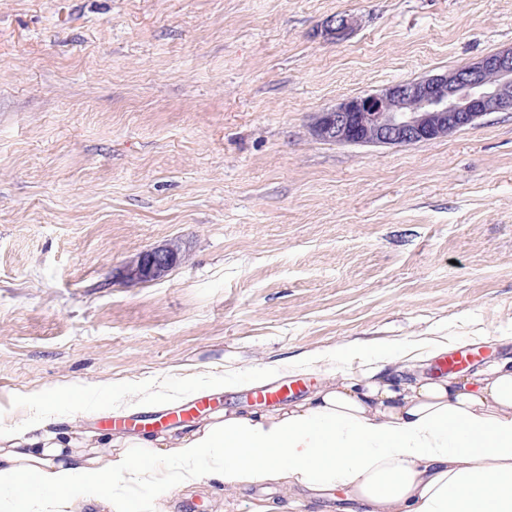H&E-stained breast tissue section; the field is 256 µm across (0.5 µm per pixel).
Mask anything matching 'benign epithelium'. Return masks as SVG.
<instances>
[{
	"label": "benign epithelium",
	"mask_w": 512,
	"mask_h": 512,
	"mask_svg": "<svg viewBox=\"0 0 512 512\" xmlns=\"http://www.w3.org/2000/svg\"><path fill=\"white\" fill-rule=\"evenodd\" d=\"M355 24L354 16L343 14L328 19L324 31L339 42ZM489 71L495 73L492 82L485 79ZM492 112H512V47L458 67L452 80L435 74L347 98L318 113L313 131L339 145H410L470 126ZM179 259L170 245L147 249L126 262L120 275L126 282L149 283L167 275Z\"/></svg>",
	"instance_id": "7a95c632"
}]
</instances>
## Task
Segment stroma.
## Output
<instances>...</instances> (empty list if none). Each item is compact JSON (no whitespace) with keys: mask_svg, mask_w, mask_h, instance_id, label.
<instances>
[{"mask_svg":"<svg viewBox=\"0 0 512 512\" xmlns=\"http://www.w3.org/2000/svg\"><path fill=\"white\" fill-rule=\"evenodd\" d=\"M356 16L344 41L325 20ZM512 47V0H0V415L48 388L149 395L77 441L130 435L201 395L275 409L245 387L299 378L337 345L457 347L512 358V112L407 146L315 139L317 112ZM176 243L163 279L119 269ZM205 374L234 380L208 388ZM177 391L156 400L159 385ZM215 479L168 512H330Z\"/></svg>","mask_w":512,"mask_h":512,"instance_id":"obj_1","label":"stroma"}]
</instances>
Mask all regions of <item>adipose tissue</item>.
<instances>
[{
    "instance_id": "1",
    "label": "adipose tissue",
    "mask_w": 512,
    "mask_h": 512,
    "mask_svg": "<svg viewBox=\"0 0 512 512\" xmlns=\"http://www.w3.org/2000/svg\"><path fill=\"white\" fill-rule=\"evenodd\" d=\"M336 358L344 369L301 402L228 409L171 442L119 436L108 456L69 453L46 420L20 428L0 417L9 512H30L37 487L53 512L89 501L130 512V484L146 491L145 512H164L176 490L206 477L341 489L364 512H512V364L434 379L380 343L340 346Z\"/></svg>"
}]
</instances>
